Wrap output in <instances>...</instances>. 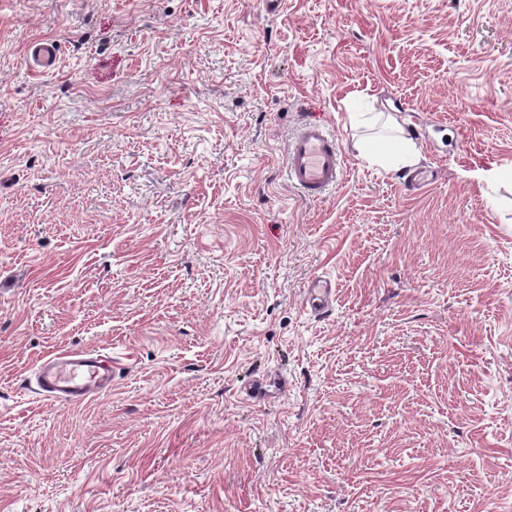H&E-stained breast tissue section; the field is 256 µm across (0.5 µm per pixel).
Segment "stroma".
Segmentation results:
<instances>
[{
  "label": "stroma",
  "instance_id": "obj_1",
  "mask_svg": "<svg viewBox=\"0 0 512 512\" xmlns=\"http://www.w3.org/2000/svg\"><path fill=\"white\" fill-rule=\"evenodd\" d=\"M81 347L111 391L42 400ZM509 471L512 0H0V512H512ZM372 114L365 118L363 122L374 124L382 123V128L387 136L383 137L387 141L383 146H370V144L359 147L360 155L371 164H377L383 167L393 164L396 168H407L414 166L420 157V152L416 143L411 138H407L402 127L396 119L390 114L384 112H365ZM344 167V155L325 125L303 122L288 146V181L307 198L320 199L336 186ZM308 294L312 298L315 311L328 306L332 295V281L324 277H316L309 282ZM112 358L96 349L63 350L40 360L37 384L51 402L81 403L112 389Z\"/></svg>",
  "mask_w": 512,
  "mask_h": 512
}]
</instances>
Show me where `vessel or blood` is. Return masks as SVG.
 <instances>
[{
	"label": "vessel or blood",
	"mask_w": 512,
	"mask_h": 512,
	"mask_svg": "<svg viewBox=\"0 0 512 512\" xmlns=\"http://www.w3.org/2000/svg\"><path fill=\"white\" fill-rule=\"evenodd\" d=\"M344 155L325 125L302 123L288 146L287 177L310 199L323 198L343 175ZM308 293L314 310L328 306L332 282L310 281ZM115 379L112 359L96 349L63 350L40 360L37 384L41 397L51 402L80 403L111 390Z\"/></svg>",
	"instance_id": "obj_1"
}]
</instances>
